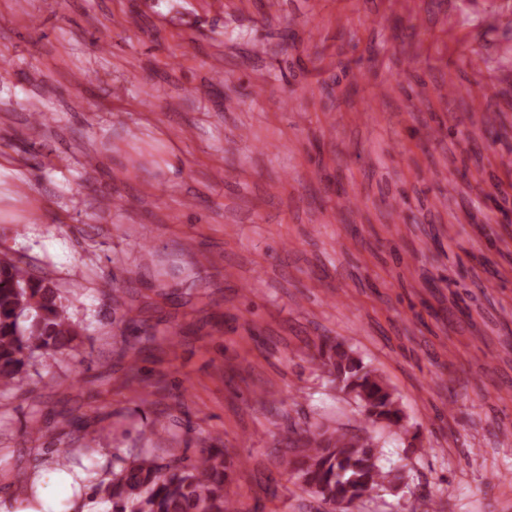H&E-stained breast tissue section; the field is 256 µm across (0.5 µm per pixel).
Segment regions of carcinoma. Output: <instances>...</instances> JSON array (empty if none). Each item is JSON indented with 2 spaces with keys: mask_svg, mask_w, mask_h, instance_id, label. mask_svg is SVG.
I'll return each mask as SVG.
<instances>
[{
  "mask_svg": "<svg viewBox=\"0 0 512 512\" xmlns=\"http://www.w3.org/2000/svg\"><path fill=\"white\" fill-rule=\"evenodd\" d=\"M77 336L79 327L70 320L56 285L17 261L1 259L0 395L39 375L43 357L73 349ZM320 357L340 391L358 403L365 422L403 428L400 402L377 370L329 338ZM286 439L288 447L306 449L301 457L287 459L286 468L332 512H348L355 502L399 480L394 470L380 465L369 436L309 427L288 430ZM73 459L72 448H56L50 457L38 452L33 471L49 463L66 468ZM225 480L222 448L165 464L153 449L137 448L126 456L112 455L90 485L89 498L109 504L108 512H228L233 504L224 495Z\"/></svg>",
  "mask_w": 512,
  "mask_h": 512,
  "instance_id": "1",
  "label": "carcinoma"
}]
</instances>
